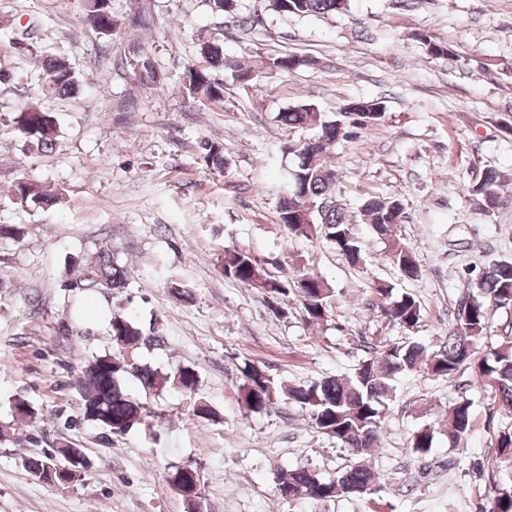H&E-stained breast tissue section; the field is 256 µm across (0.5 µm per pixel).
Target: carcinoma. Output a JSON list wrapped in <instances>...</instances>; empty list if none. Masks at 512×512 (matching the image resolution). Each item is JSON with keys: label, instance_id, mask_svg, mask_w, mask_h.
I'll list each match as a JSON object with an SVG mask.
<instances>
[{"label": "carcinoma", "instance_id": "1", "mask_svg": "<svg viewBox=\"0 0 512 512\" xmlns=\"http://www.w3.org/2000/svg\"><path fill=\"white\" fill-rule=\"evenodd\" d=\"M276 10L297 16H320L340 13L347 7V0H273ZM82 10L87 23L99 34L110 37L116 26L112 16V0H82ZM201 62L187 66L183 72L182 89L196 101L219 102L224 98V71L231 70L237 79L246 84L256 68L295 70L315 64L312 59L285 54L265 58L257 64L229 59L224 56L223 44L218 40L199 44ZM134 64L142 80L155 82L159 72L152 50L146 43L134 46ZM43 65L49 75V90L57 95L69 96L80 90V74L62 54L48 53ZM381 106L375 100L352 103V109H343L334 117H327L314 104L299 101L281 113L280 118L290 130L315 128L314 138L289 143L297 162L287 173L288 193L279 208V222L290 237L312 238L322 236L348 263L356 267L363 262L362 248L352 230V222L342 204L336 203L334 187L338 177L331 164L327 149L349 137L348 125L366 126L380 121L384 112L370 117L371 109ZM12 131L40 150L53 145L56 132L54 115L37 105H27L16 113ZM201 159L214 169L226 165L223 147L210 140L201 142ZM470 194L478 209L492 214L508 203L501 192L499 173L482 168L470 186ZM17 200L39 204L44 194L28 184L17 189ZM365 223L372 225L381 239L393 235L397 222L404 215L399 196L370 195L360 206ZM391 258L404 277L415 280L421 268L410 250L393 249ZM221 269L225 277L252 288H258L273 298L295 292L308 324L322 322L327 313V299L332 288L323 278L300 273L293 280L279 279L266 272L261 261L244 249L224 251ZM126 270L114 258L111 248L102 246L82 256V275L76 287L84 292L118 290L125 287ZM393 287L379 283L375 287L384 299L381 305L384 317L410 331L422 318L420 301L411 293L390 299ZM512 306V260H493L476 275L464 279L456 303L452 323L448 327L443 345L430 352L418 342L365 345L369 357L347 378L323 377L310 383L275 387L270 376L254 364H245L242 384L239 387L243 407L250 412L265 409L275 394H281L288 403L309 412L314 427L336 439L343 448L352 449L351 459L332 479H323L305 470H290L279 480L288 487L293 498L328 501L335 498L368 497L354 492L356 488L375 487L379 478L371 467L370 458L385 418L387 402L392 400L393 382L402 373L424 367L427 373L450 378L471 369L484 379L495 392L498 407L512 414V340L505 339L483 357H476V344L486 330L491 308ZM106 332L119 350L107 352L90 359L78 377L75 386L83 401V418L98 428L112 434H124L147 424L153 414L149 405L132 397L124 387V379H136L146 392H160L176 387L193 394L198 388V375L190 367H180L172 373L143 363L137 352L144 346L163 342L155 329L147 328L140 321L112 313ZM37 409L33 403L17 396L11 402L12 420L0 424V434L7 435L17 420L34 418ZM448 425V440L457 445L472 429L471 404L461 397L448 406L442 416ZM435 429L424 425L411 439V451L423 456L431 451ZM23 468L30 474L66 470L69 460L60 448L40 456L23 459ZM172 488L181 491L189 508L197 509L202 498L203 484L200 470L191 462L173 466L168 476ZM479 512H512V488L493 491L490 508Z\"/></svg>", "mask_w": 512, "mask_h": 512}]
</instances>
